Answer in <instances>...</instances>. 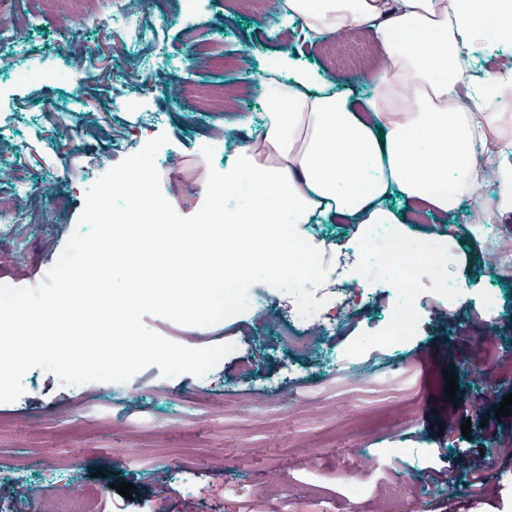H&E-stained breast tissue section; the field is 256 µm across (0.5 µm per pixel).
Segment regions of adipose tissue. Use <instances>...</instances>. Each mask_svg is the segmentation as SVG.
I'll return each instance as SVG.
<instances>
[{
	"instance_id": "1",
	"label": "adipose tissue",
	"mask_w": 512,
	"mask_h": 512,
	"mask_svg": "<svg viewBox=\"0 0 512 512\" xmlns=\"http://www.w3.org/2000/svg\"><path fill=\"white\" fill-rule=\"evenodd\" d=\"M486 2L281 0L286 21L310 39L371 34L383 66L340 80L281 48L270 67L286 78L267 84L273 106L261 123L241 113L224 118L225 132L243 137L207 185L202 223H169L164 199L156 223H136L130 207L151 201L153 181L125 176L115 191L129 208L113 219L124 225L126 250L105 252L76 282L75 301L48 308L42 345L84 326L119 340L135 331L145 303L194 309L201 290L234 272L238 258L258 268L283 252L274 224L289 225L319 258L331 244L313 232L316 224L399 227L448 214L465 197L476 200V223L512 214V110L483 106L486 88L512 92V67L476 66L477 56L512 48V6L490 13ZM461 94L470 106L459 105ZM485 185L487 199H476ZM126 253L137 262L116 298L112 267Z\"/></svg>"
}]
</instances>
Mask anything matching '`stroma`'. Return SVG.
I'll return each instance as SVG.
<instances>
[{"label": "stroma", "mask_w": 512, "mask_h": 512, "mask_svg": "<svg viewBox=\"0 0 512 512\" xmlns=\"http://www.w3.org/2000/svg\"><path fill=\"white\" fill-rule=\"evenodd\" d=\"M60 22L56 6L46 5L30 33L38 50L34 72L53 67ZM66 22L87 45L75 67L92 78L80 86L84 116L68 141L69 174L51 194L34 187L55 163L42 147L57 132L58 112L47 104L53 90L32 79L0 96L2 111L41 114L37 134L22 131L25 148L7 156L21 186L0 184V195L22 214L25 236L21 247L0 246V276L19 287L45 279L79 227L89 188L118 162L113 140L131 136L119 117L125 106L112 96L113 83L134 78L120 69L125 44L115 21L85 29L74 14ZM278 24L219 0H202L193 19L156 24L157 39L184 52L177 64L150 74L157 86L176 80L180 87L170 99L174 120L143 138H167L155 164L162 192L180 214L201 207L209 176L224 168L223 121L202 124L186 98L191 85L224 82L210 66L211 51L198 49L199 35L212 34L213 51L249 55L234 75V96L224 102L225 111L243 112L239 94L254 89L279 48ZM60 197L66 207L58 212ZM485 254L479 231L449 238L443 283L475 297L494 289L499 350L492 360L480 338L460 337L465 311L449 309L439 283L418 269L410 278L418 333L400 351L376 348L366 366L371 381L362 386L335 378L336 346L368 340L378 327L377 304L398 303L383 277L367 284L376 306L364 307L350 330L320 342L308 359L272 337L242 335L232 320L189 327L147 315V327L185 346L235 349L200 378L165 377L150 366L117 386L70 387L50 371L30 370L23 394L0 403L1 418L27 425L23 433L0 434V459L27 454L37 463L24 476L0 479V512H41L64 491L91 495L97 512H374L392 488L401 491L396 512H512V415L495 416L512 395V273L485 266ZM246 358L256 362L250 378L237 372ZM469 370L481 379L446 398L445 372ZM123 482L133 484L131 497L117 493Z\"/></svg>", "instance_id": "1"}]
</instances>
